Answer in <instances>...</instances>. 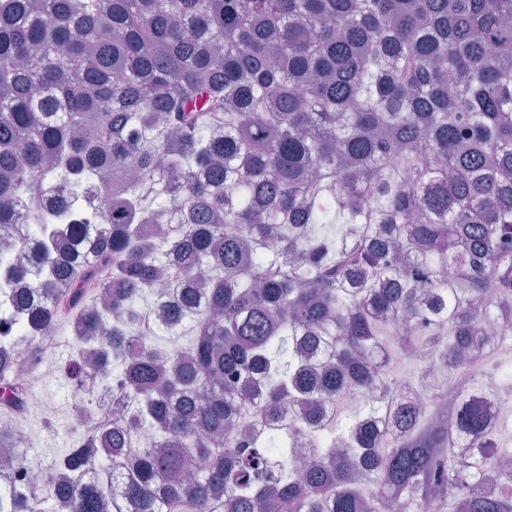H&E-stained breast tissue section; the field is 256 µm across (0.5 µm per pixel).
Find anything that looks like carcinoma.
Listing matches in <instances>:
<instances>
[{"mask_svg": "<svg viewBox=\"0 0 512 512\" xmlns=\"http://www.w3.org/2000/svg\"><path fill=\"white\" fill-rule=\"evenodd\" d=\"M55 184L108 232L31 224L0 270L90 407L0 512H512L470 402L512 315V0H0V235Z\"/></svg>", "mask_w": 512, "mask_h": 512, "instance_id": "1", "label": "carcinoma"}]
</instances>
